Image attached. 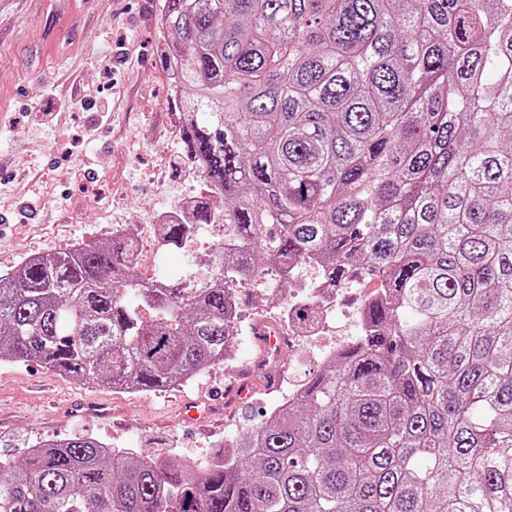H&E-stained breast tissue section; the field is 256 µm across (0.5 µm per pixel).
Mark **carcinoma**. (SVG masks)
<instances>
[{"mask_svg":"<svg viewBox=\"0 0 512 512\" xmlns=\"http://www.w3.org/2000/svg\"><path fill=\"white\" fill-rule=\"evenodd\" d=\"M162 61L222 224L210 269L130 233L0 274V362L163 391L232 352L246 296L315 264L365 329L204 466L89 435L0 455V512H512V0H161ZM224 200V210L212 199Z\"/></svg>","mask_w":512,"mask_h":512,"instance_id":"carcinoma-1","label":"carcinoma"}]
</instances>
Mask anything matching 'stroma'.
<instances>
[{"instance_id": "stroma-1", "label": "stroma", "mask_w": 512, "mask_h": 512, "mask_svg": "<svg viewBox=\"0 0 512 512\" xmlns=\"http://www.w3.org/2000/svg\"><path fill=\"white\" fill-rule=\"evenodd\" d=\"M159 0H0V272L26 257L110 239L115 227L143 243V278L205 271L218 230L201 225L180 248H157L161 214L204 195L180 160L183 114L160 50ZM80 101L63 110L60 100ZM230 360L166 391H116L62 377L42 364L0 363V440L15 460L29 447L78 435L114 448L200 463L257 425L282 379L306 380L316 346L285 353L269 372L255 330L277 324L288 290L275 276L248 285ZM247 385V398L236 389ZM211 406L201 422L185 401Z\"/></svg>"}]
</instances>
